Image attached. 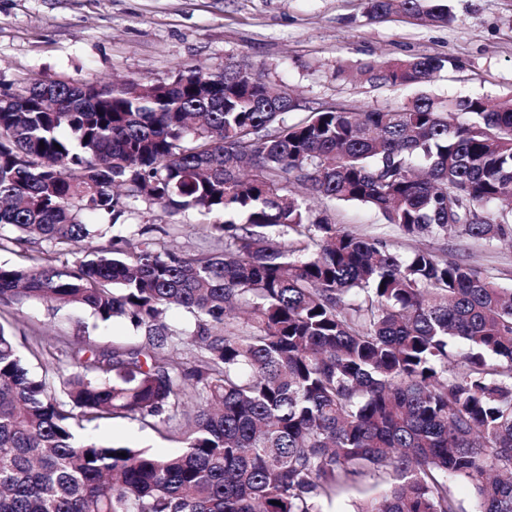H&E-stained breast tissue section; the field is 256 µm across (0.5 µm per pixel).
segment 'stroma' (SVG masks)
<instances>
[{
	"instance_id": "35a3bbf8",
	"label": "stroma",
	"mask_w": 512,
	"mask_h": 512,
	"mask_svg": "<svg viewBox=\"0 0 512 512\" xmlns=\"http://www.w3.org/2000/svg\"><path fill=\"white\" fill-rule=\"evenodd\" d=\"M451 8L453 21L434 26L401 16L370 19L366 0H0V92L50 79L159 83L186 66L218 73L245 58L268 84L297 97L303 110L369 112L397 106L412 92L339 79L337 67L427 55L446 61L426 88L431 95L512 97V0H451ZM322 206L353 233L385 237L403 252L431 249L512 288V248L456 236L413 241L366 206L327 200ZM132 208L131 223L150 226L159 245L197 253L198 212L169 216L141 201ZM0 316L12 318L31 374L53 382L60 378L61 339L87 333L107 349L132 336L125 324H96L79 307L54 312L31 303L15 313L0 305ZM84 435L157 453L177 448L130 420L109 421Z\"/></svg>"
}]
</instances>
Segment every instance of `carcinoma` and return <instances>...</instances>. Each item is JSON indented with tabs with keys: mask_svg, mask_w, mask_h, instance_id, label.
Wrapping results in <instances>:
<instances>
[{
	"mask_svg": "<svg viewBox=\"0 0 512 512\" xmlns=\"http://www.w3.org/2000/svg\"><path fill=\"white\" fill-rule=\"evenodd\" d=\"M448 24V0H367ZM444 60L378 58L370 85L423 86ZM238 60L207 77L39 81L0 94V299L80 307L139 333L62 342L55 390L0 323V512H321L355 478L391 481L354 512H512V290L427 248L358 236L297 197L369 206L409 239L512 246V98L419 93L308 113ZM197 209L196 254L138 230L80 249L130 203ZM170 310L193 320L177 331ZM132 420L171 454L81 440ZM126 456H120V453Z\"/></svg>",
	"mask_w": 512,
	"mask_h": 512,
	"instance_id": "1",
	"label": "carcinoma"
}]
</instances>
